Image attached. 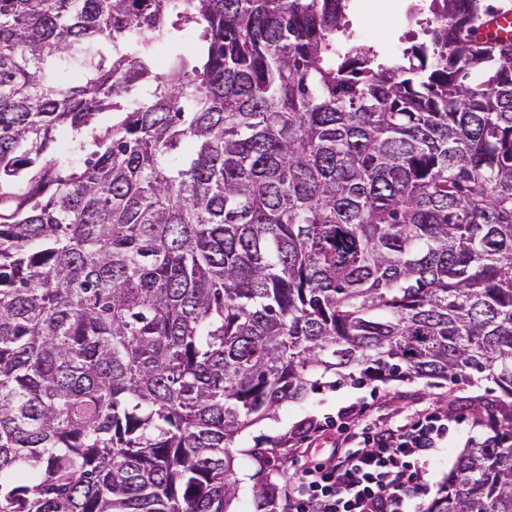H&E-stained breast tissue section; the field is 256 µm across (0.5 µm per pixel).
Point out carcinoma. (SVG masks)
<instances>
[{
    "label": "carcinoma",
    "instance_id": "1",
    "mask_svg": "<svg viewBox=\"0 0 512 512\" xmlns=\"http://www.w3.org/2000/svg\"><path fill=\"white\" fill-rule=\"evenodd\" d=\"M432 11L0 0V512H224L328 375L493 383L427 512H512L509 4ZM388 2L395 5L397 15L389 8ZM429 5L430 0H386L376 17L367 23L368 30L355 40L354 46L386 49L387 44L397 42L398 35L403 32L400 20L409 31H414L421 16L430 13Z\"/></svg>",
    "mask_w": 512,
    "mask_h": 512
}]
</instances>
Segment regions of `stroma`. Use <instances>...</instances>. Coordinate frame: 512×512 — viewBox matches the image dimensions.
Here are the masks:
<instances>
[{"mask_svg": "<svg viewBox=\"0 0 512 512\" xmlns=\"http://www.w3.org/2000/svg\"><path fill=\"white\" fill-rule=\"evenodd\" d=\"M488 388L485 382L470 386L437 384L426 379L320 385L302 399L284 403L275 415L252 424L235 437L232 448L239 494L230 506L231 512H256L258 489L269 485L271 476L293 472L296 460L290 450L308 436L311 426L336 419L355 423L366 411L385 415L395 410L448 409L458 421L452 424L447 444L438 450L427 472V491L417 505L419 512H425L473 433L468 419L473 400L486 395Z\"/></svg>", "mask_w": 512, "mask_h": 512, "instance_id": "35a3bbf8", "label": "stroma"}]
</instances>
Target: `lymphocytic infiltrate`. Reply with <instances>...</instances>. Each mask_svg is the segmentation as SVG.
Here are the masks:
<instances>
[{"label": "lymphocytic infiltrate", "mask_w": 512, "mask_h": 512, "mask_svg": "<svg viewBox=\"0 0 512 512\" xmlns=\"http://www.w3.org/2000/svg\"><path fill=\"white\" fill-rule=\"evenodd\" d=\"M447 411L396 415L386 428L340 426L329 455L282 476L261 512H415L424 469L448 437Z\"/></svg>", "instance_id": "f902f5d3"}]
</instances>
